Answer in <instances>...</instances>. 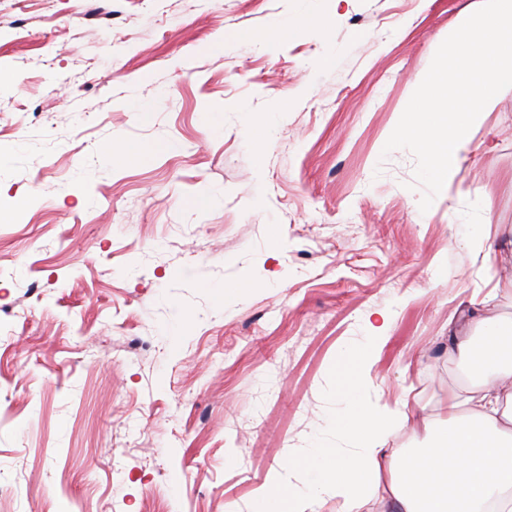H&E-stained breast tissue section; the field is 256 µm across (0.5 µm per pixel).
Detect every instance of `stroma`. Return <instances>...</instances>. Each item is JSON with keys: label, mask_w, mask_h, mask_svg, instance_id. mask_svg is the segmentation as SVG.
I'll use <instances>...</instances> for the list:
<instances>
[{"label": "stroma", "mask_w": 512, "mask_h": 512, "mask_svg": "<svg viewBox=\"0 0 512 512\" xmlns=\"http://www.w3.org/2000/svg\"><path fill=\"white\" fill-rule=\"evenodd\" d=\"M472 2L0 0V512H251L284 465L302 486L288 461L376 310L374 392L435 413L449 316L490 293L512 317V91L471 129L466 197L427 196L395 136ZM484 207L478 252L455 216Z\"/></svg>", "instance_id": "obj_1"}]
</instances>
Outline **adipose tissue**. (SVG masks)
<instances>
[{"mask_svg": "<svg viewBox=\"0 0 512 512\" xmlns=\"http://www.w3.org/2000/svg\"><path fill=\"white\" fill-rule=\"evenodd\" d=\"M447 77L456 95L440 106L414 99L397 133L419 143L429 194L465 196L458 172L475 149L471 127L512 90V0H474L449 30L447 51L416 81ZM448 330L459 355L480 367L477 386L450 391L441 412L421 418L404 399L370 396L371 365L362 361L337 397L329 433L296 459L313 473L301 512H321L334 497L344 512L372 500L380 512H512V319L495 320L479 344L456 325ZM411 423L423 425L428 446L388 449L389 433Z\"/></svg>", "mask_w": 512, "mask_h": 512, "instance_id": "1", "label": "adipose tissue"}]
</instances>
